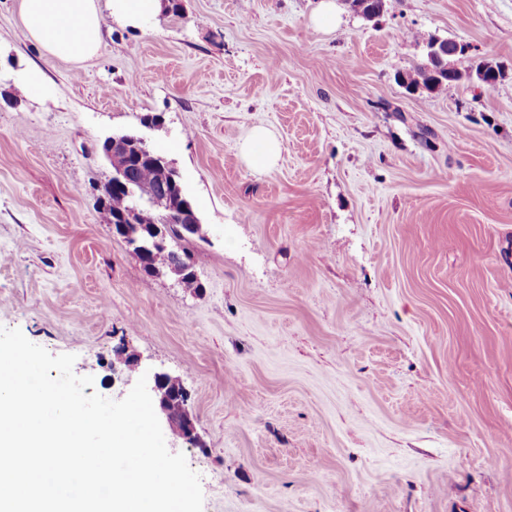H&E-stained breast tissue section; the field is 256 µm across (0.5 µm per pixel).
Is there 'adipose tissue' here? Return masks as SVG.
I'll return each mask as SVG.
<instances>
[{
    "mask_svg": "<svg viewBox=\"0 0 512 512\" xmlns=\"http://www.w3.org/2000/svg\"><path fill=\"white\" fill-rule=\"evenodd\" d=\"M27 39L52 57L82 62L98 55L105 17L138 28L160 13L161 0H20ZM254 171L274 167L282 152L277 135L267 127H252L240 144Z\"/></svg>",
    "mask_w": 512,
    "mask_h": 512,
    "instance_id": "1",
    "label": "adipose tissue"
}]
</instances>
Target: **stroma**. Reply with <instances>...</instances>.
Segmentation results:
<instances>
[{
  "mask_svg": "<svg viewBox=\"0 0 512 512\" xmlns=\"http://www.w3.org/2000/svg\"><path fill=\"white\" fill-rule=\"evenodd\" d=\"M319 5L165 0L77 63L0 0V327L113 400L179 377L203 512H512V0H337L332 31ZM432 37L469 45L468 78L409 92ZM145 117L205 230L196 291L101 213V144ZM240 151L252 170L262 172L277 164L281 156L282 144L269 128L254 126L241 141Z\"/></svg>",
  "mask_w": 512,
  "mask_h": 512,
  "instance_id": "obj_1",
  "label": "stroma"
}]
</instances>
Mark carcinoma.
Instances as JSON below:
<instances>
[{
    "mask_svg": "<svg viewBox=\"0 0 512 512\" xmlns=\"http://www.w3.org/2000/svg\"><path fill=\"white\" fill-rule=\"evenodd\" d=\"M502 70L489 63H481L476 67V75L480 81L487 85L494 84L501 76ZM463 78V74L457 69L448 72L438 70L434 60H426V63L418 66L414 73L398 80L410 91L423 90L428 94L441 93L449 87L457 84ZM131 180L159 185L164 182L163 170L146 161L138 159L131 162L129 167ZM103 214L106 223L137 209L135 220L139 233L149 232L156 227H161L166 233L167 249L157 251L150 258V265L157 271H167L173 265H181L186 268V274L181 279V284L186 288L195 290L201 288L194 262L193 242L196 239H204L202 224H195L191 229L188 225L175 219H169L173 207L180 206L178 196L173 195L158 205L139 203L123 190H114L109 185H104L102 190Z\"/></svg>",
    "mask_w": 512,
    "mask_h": 512,
    "instance_id": "obj_1",
    "label": "carcinoma"
}]
</instances>
